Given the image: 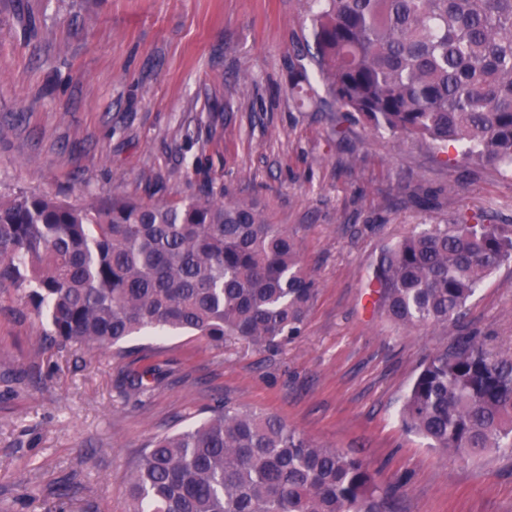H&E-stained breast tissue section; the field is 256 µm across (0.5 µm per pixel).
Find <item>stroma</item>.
Listing matches in <instances>:
<instances>
[{
    "label": "stroma",
    "mask_w": 512,
    "mask_h": 512,
    "mask_svg": "<svg viewBox=\"0 0 512 512\" xmlns=\"http://www.w3.org/2000/svg\"><path fill=\"white\" fill-rule=\"evenodd\" d=\"M310 35L307 0H0L1 193L148 202L214 178L288 229L316 288L278 349L133 336L119 354L50 355L0 284V512H128L146 443L218 399L365 460L396 512H512V456L439 452L399 420L427 354L466 334L512 343V261L447 329L396 323L367 295L389 243L481 211L512 224V176L298 106L289 62ZM154 364L151 395L122 386Z\"/></svg>",
    "instance_id": "1"
}]
</instances>
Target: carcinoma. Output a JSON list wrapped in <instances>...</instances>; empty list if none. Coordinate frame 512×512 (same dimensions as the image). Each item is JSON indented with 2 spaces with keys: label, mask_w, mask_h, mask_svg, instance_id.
Returning a JSON list of instances; mask_svg holds the SVG:
<instances>
[{
  "label": "carcinoma",
  "mask_w": 512,
  "mask_h": 512,
  "mask_svg": "<svg viewBox=\"0 0 512 512\" xmlns=\"http://www.w3.org/2000/svg\"><path fill=\"white\" fill-rule=\"evenodd\" d=\"M311 39L293 70L325 84L368 128L416 137L443 163L512 171V0H310ZM512 258V224L478 212L384 248L368 283L374 304L409 326L457 323L479 284ZM46 321L44 351L110 348L131 336L185 332L218 347L301 335L315 294L288 230L208 180L157 202L86 206L21 189L0 194V283ZM161 367L122 384L146 395ZM402 427L468 459L512 455V349L461 336L427 355ZM129 512H394L364 460L281 419L218 400L208 415L151 440Z\"/></svg>",
  "instance_id": "1"
}]
</instances>
